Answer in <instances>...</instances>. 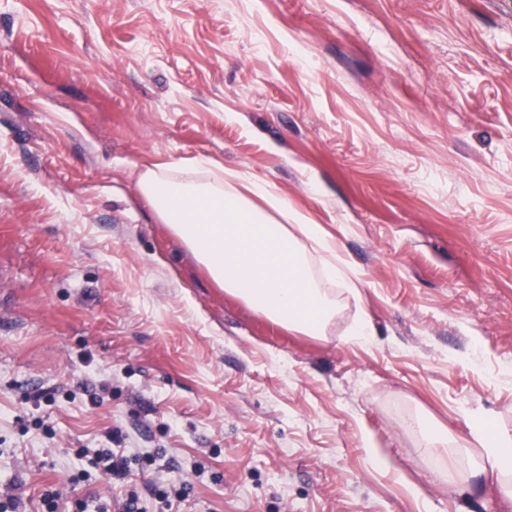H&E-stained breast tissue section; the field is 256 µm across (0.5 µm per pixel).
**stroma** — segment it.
I'll use <instances>...</instances> for the list:
<instances>
[{"mask_svg":"<svg viewBox=\"0 0 512 512\" xmlns=\"http://www.w3.org/2000/svg\"><path fill=\"white\" fill-rule=\"evenodd\" d=\"M192 159L335 237L325 339L155 218L141 167ZM467 409L512 434V0H0V498L98 512L117 428L171 512H496L403 425Z\"/></svg>","mask_w":512,"mask_h":512,"instance_id":"1","label":"stroma"}]
</instances>
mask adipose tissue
Wrapping results in <instances>:
<instances>
[{"mask_svg": "<svg viewBox=\"0 0 512 512\" xmlns=\"http://www.w3.org/2000/svg\"><path fill=\"white\" fill-rule=\"evenodd\" d=\"M138 189L157 219L191 252L209 278L255 313L291 332L321 337L340 313L334 285L345 271L335 239L264 184L205 165L145 167ZM468 435L481 455L463 491L496 485L501 512H512V434L480 413Z\"/></svg>", "mask_w": 512, "mask_h": 512, "instance_id": "obj_1", "label": "adipose tissue"}]
</instances>
